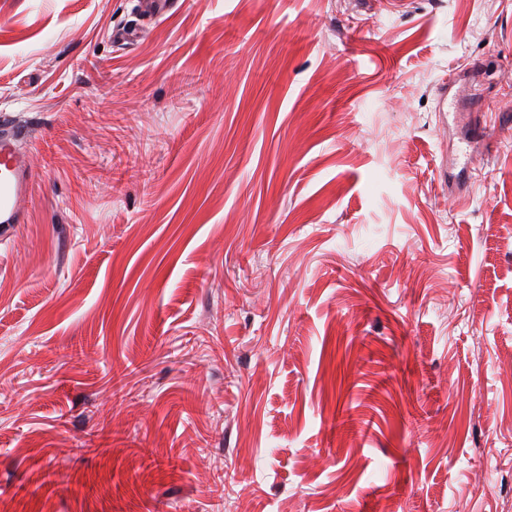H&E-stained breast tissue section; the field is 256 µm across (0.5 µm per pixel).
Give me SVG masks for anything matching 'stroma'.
I'll use <instances>...</instances> for the list:
<instances>
[{"label":"stroma","mask_w":512,"mask_h":512,"mask_svg":"<svg viewBox=\"0 0 512 512\" xmlns=\"http://www.w3.org/2000/svg\"><path fill=\"white\" fill-rule=\"evenodd\" d=\"M1 110L0 512H505L512 0H0ZM28 139V130L0 117V239L10 238L26 224L28 213L22 201L31 196L36 170L21 156L18 143Z\"/></svg>","instance_id":"35a3bbf8"}]
</instances>
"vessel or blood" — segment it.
<instances>
[{"instance_id": "obj_1", "label": "vessel or blood", "mask_w": 512, "mask_h": 512, "mask_svg": "<svg viewBox=\"0 0 512 512\" xmlns=\"http://www.w3.org/2000/svg\"><path fill=\"white\" fill-rule=\"evenodd\" d=\"M28 131L8 116L0 117V239L11 237L28 220L22 202L31 196L36 170L21 156L18 144Z\"/></svg>"}]
</instances>
